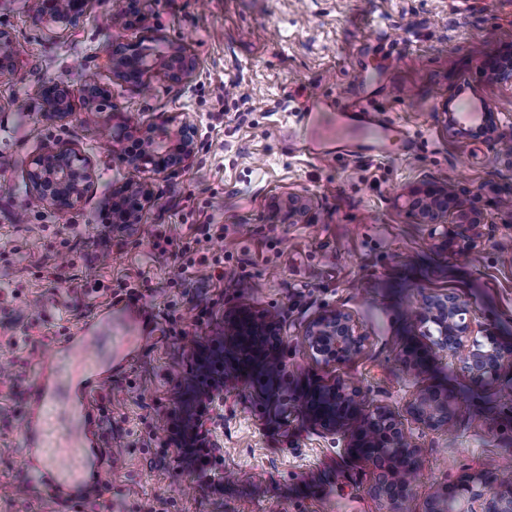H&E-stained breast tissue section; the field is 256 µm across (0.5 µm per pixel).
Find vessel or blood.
<instances>
[{
    "label": "vessel or blood",
    "mask_w": 512,
    "mask_h": 512,
    "mask_svg": "<svg viewBox=\"0 0 512 512\" xmlns=\"http://www.w3.org/2000/svg\"><path fill=\"white\" fill-rule=\"evenodd\" d=\"M375 101L372 95L354 99L339 96L310 99L299 105V128L311 129L324 112L333 113L336 118L335 138H309L303 141V150L315 158L341 155L389 159L410 155L413 137L409 129L393 119L382 118ZM145 309L139 294L111 297L83 315L67 336L51 343L42 359L21 422L19 481L31 495L50 494L53 512H91L98 501L112 494V482L107 477L111 452L102 434L100 396L117 376L134 367L141 347L132 345L92 364L87 363L86 356L111 327L113 311H124L136 319ZM63 359L75 366L66 379L56 370ZM55 402L61 403L69 418L68 440L79 452L78 466L54 464L45 451L42 411Z\"/></svg>",
    "instance_id": "obj_1"
}]
</instances>
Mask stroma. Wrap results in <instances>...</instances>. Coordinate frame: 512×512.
I'll return each instance as SVG.
<instances>
[{
  "mask_svg": "<svg viewBox=\"0 0 512 512\" xmlns=\"http://www.w3.org/2000/svg\"><path fill=\"white\" fill-rule=\"evenodd\" d=\"M157 11L150 26L124 30L92 0L77 27L48 30L30 22L28 0H0L20 65L0 79V366L18 377L0 382V512H52L49 499L13 493L42 348L90 305L132 287L160 326L100 399L112 479L126 487L112 512H387L369 491L371 468L304 410V391L338 376L398 412L428 385L458 396L447 434L406 424L423 460L407 512L465 474L512 472V371L477 388L451 363L414 376L399 361L421 339L410 314L433 293H457L512 348V209L501 206L512 198V163L498 160L492 140L457 137L445 120L447 108L474 103L498 113L500 135L512 140V85L484 66L512 50V0H173ZM137 40L157 57L181 46L193 73L180 83L155 74L144 90L113 78L107 46ZM387 43L393 56L367 81L384 84L390 117L417 130L412 154L308 158L292 134L293 107L357 90V66ZM89 71L111 110L44 119L42 85L61 79L77 90ZM172 117L198 129L186 167L155 174L124 162L113 119L146 127ZM58 144L93 178L75 209L30 207L29 163ZM127 181L148 184L155 200L138 223H107L112 187ZM430 181L478 190L492 236L464 252L419 223L408 197ZM293 194L312 201L294 224ZM209 223L223 225V238L204 239ZM160 234L167 250L154 246ZM194 240L223 258V281L199 265L180 275L179 249ZM243 308L277 320L285 368L274 377L259 364L245 369L225 348L224 396L205 417L217 450L199 466L180 457L171 429L193 423L196 358ZM332 309L350 313L366 343L327 367L304 333Z\"/></svg>",
  "mask_w": 512,
  "mask_h": 512,
  "instance_id": "obj_1",
  "label": "stroma"
}]
</instances>
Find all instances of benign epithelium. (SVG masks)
<instances>
[{"label": "benign epithelium", "instance_id": "benign-epithelium-1", "mask_svg": "<svg viewBox=\"0 0 512 512\" xmlns=\"http://www.w3.org/2000/svg\"><path fill=\"white\" fill-rule=\"evenodd\" d=\"M39 4L33 22L44 27L74 24L83 14L85 0H69L68 13L58 10V0H35ZM107 56L115 78L126 82L128 73L139 83L153 71L172 82L186 80L195 61L178 45L157 60L139 42L123 46L110 44ZM17 57L9 32L0 30V78L14 74ZM57 94L41 98L42 114L54 121H65L72 113L70 86L56 82ZM118 140L140 138L148 149L126 157L134 168H149L157 174L175 171L190 160L197 145L195 125L187 120H170L145 129L125 122L113 128ZM92 179L91 170L71 148L57 145L35 156L27 172V187L37 203L58 207L59 201L74 208L82 199ZM153 199L145 185L124 183L113 188L109 204V223L136 224L143 203ZM409 208L419 223L432 231L443 229L447 237L456 229L465 230L463 249L478 247L485 237L483 213L459 204L458 196L446 184L427 183L409 200ZM413 320L422 329L427 343L405 347L401 362L405 370L417 373L424 358H451L481 387L496 380L504 365L512 367V350L485 326L475 324L468 304L451 293L428 297L414 312ZM482 333L483 340L475 334ZM241 351L260 350L276 353L280 347L279 325L271 317L242 311L232 317L225 329ZM366 336L351 315L334 309L315 318L306 328L305 343L313 358L331 366L345 363L364 346ZM308 415L326 435L341 437L344 448L355 458L367 462L376 472L370 486L372 495L390 505V512H401L413 497L421 468V453L411 442L400 415L391 409L364 399L359 388L342 378L314 385L303 394ZM406 414L418 425L435 432L448 431L456 415L455 397L448 390L430 385L421 389L407 403ZM423 512H512V477L485 471L467 474L460 480L435 490L424 501Z\"/></svg>", "mask_w": 512, "mask_h": 512}]
</instances>
